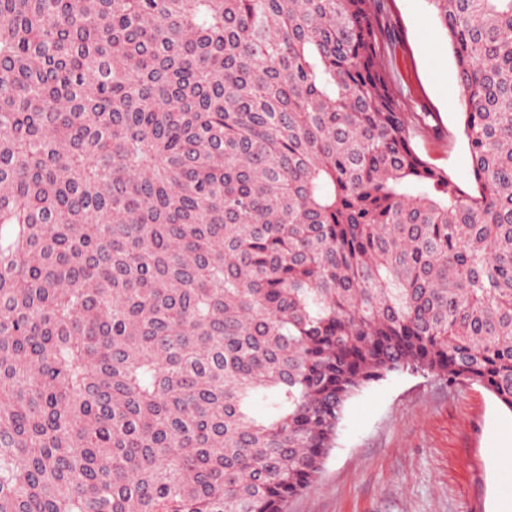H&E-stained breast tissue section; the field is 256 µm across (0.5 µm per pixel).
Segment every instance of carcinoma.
Wrapping results in <instances>:
<instances>
[{
  "label": "carcinoma",
  "instance_id": "1",
  "mask_svg": "<svg viewBox=\"0 0 512 512\" xmlns=\"http://www.w3.org/2000/svg\"><path fill=\"white\" fill-rule=\"evenodd\" d=\"M428 2L474 194L378 0H0V512H286L394 371L512 412V0ZM379 20L386 32L388 74L402 108L432 115L431 127L413 138L416 152L464 188H472L462 132L465 97L453 54L427 0H382Z\"/></svg>",
  "mask_w": 512,
  "mask_h": 512
}]
</instances>
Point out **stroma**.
<instances>
[{"label": "stroma", "instance_id": "35a3bbf8", "mask_svg": "<svg viewBox=\"0 0 512 512\" xmlns=\"http://www.w3.org/2000/svg\"><path fill=\"white\" fill-rule=\"evenodd\" d=\"M379 20L402 108L431 115L416 152L472 188L465 97L427 0H382ZM288 512H512V412L477 385L392 373L348 402L321 473Z\"/></svg>", "mask_w": 512, "mask_h": 512}]
</instances>
